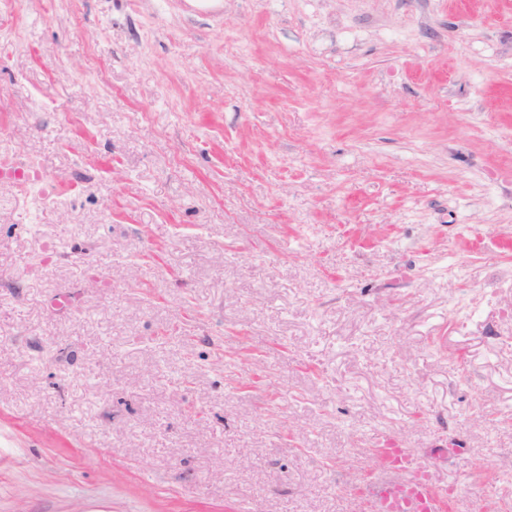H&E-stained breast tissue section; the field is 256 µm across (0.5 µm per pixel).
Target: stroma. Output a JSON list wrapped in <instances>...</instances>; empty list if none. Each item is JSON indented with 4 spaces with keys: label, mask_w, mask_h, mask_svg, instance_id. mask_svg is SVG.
I'll return each instance as SVG.
<instances>
[{
    "label": "stroma",
    "mask_w": 512,
    "mask_h": 512,
    "mask_svg": "<svg viewBox=\"0 0 512 512\" xmlns=\"http://www.w3.org/2000/svg\"><path fill=\"white\" fill-rule=\"evenodd\" d=\"M0 512H512V0H22ZM481 461L489 471L472 468ZM404 497L390 493L385 487L376 491L379 499L377 512H441L436 486L422 473L411 477Z\"/></svg>",
    "instance_id": "obj_1"
}]
</instances>
